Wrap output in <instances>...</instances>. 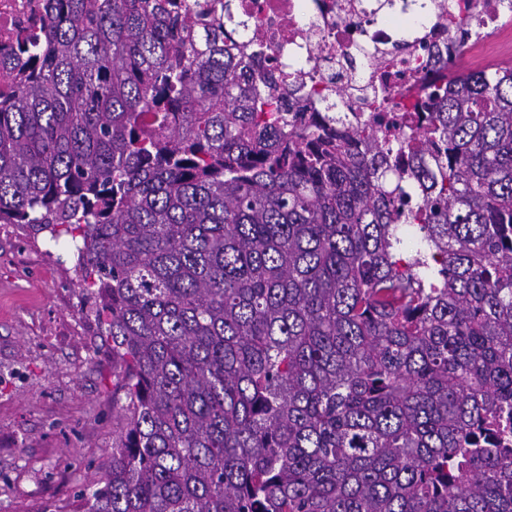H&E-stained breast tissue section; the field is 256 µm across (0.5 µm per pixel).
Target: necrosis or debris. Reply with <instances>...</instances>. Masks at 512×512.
<instances>
[{"label":"necrosis or debris","instance_id":"necrosis-or-debris-1","mask_svg":"<svg viewBox=\"0 0 512 512\" xmlns=\"http://www.w3.org/2000/svg\"><path fill=\"white\" fill-rule=\"evenodd\" d=\"M41 0H0V46L20 27L38 20ZM483 22L471 26L469 37L454 61L469 58L490 63L498 53L512 50V18L501 9L503 0H472ZM240 15L251 18L250 30L225 22L224 34L248 42L259 33L277 46L263 67L295 73L323 88L354 81L375 82L380 72L369 54H387V67L396 73V86L414 84L441 65L439 50L454 33L447 17L430 11L399 9L387 15L369 14L362 0H234ZM407 47L391 56L394 43Z\"/></svg>","mask_w":512,"mask_h":512}]
</instances>
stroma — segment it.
<instances>
[{
	"mask_svg": "<svg viewBox=\"0 0 512 512\" xmlns=\"http://www.w3.org/2000/svg\"><path fill=\"white\" fill-rule=\"evenodd\" d=\"M72 249L0 224V512H73L112 459V354Z\"/></svg>",
	"mask_w": 512,
	"mask_h": 512,
	"instance_id": "obj_1",
	"label": "stroma"
}]
</instances>
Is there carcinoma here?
Here are the masks:
<instances>
[{"mask_svg":"<svg viewBox=\"0 0 512 512\" xmlns=\"http://www.w3.org/2000/svg\"><path fill=\"white\" fill-rule=\"evenodd\" d=\"M42 9L0 59V223L71 236L112 341L82 512H512V64L306 118L231 0Z\"/></svg>","mask_w":512,"mask_h":512,"instance_id":"cac0c4a2","label":"carcinoma"}]
</instances>
